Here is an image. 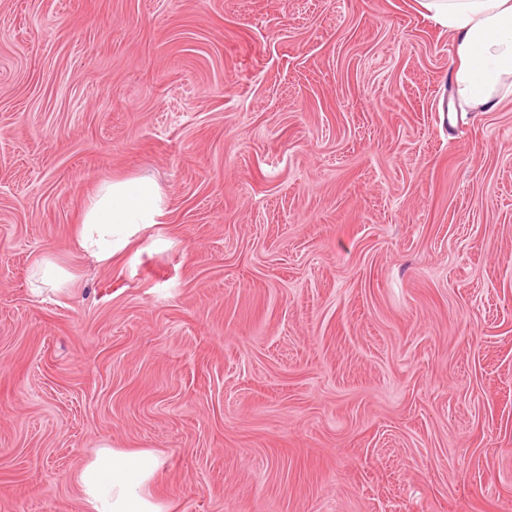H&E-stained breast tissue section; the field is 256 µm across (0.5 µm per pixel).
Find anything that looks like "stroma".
Wrapping results in <instances>:
<instances>
[{
	"mask_svg": "<svg viewBox=\"0 0 512 512\" xmlns=\"http://www.w3.org/2000/svg\"><path fill=\"white\" fill-rule=\"evenodd\" d=\"M451 59L422 0H0V512L104 444L170 512H512V97ZM163 217L164 196L152 176L105 181L86 203L74 244L96 264L109 265L132 238ZM36 281L43 284H51L56 289L65 282L73 279L75 276L71 272L59 266L55 261L50 258H41L36 261L34 271Z\"/></svg>",
	"mask_w": 512,
	"mask_h": 512,
	"instance_id": "35a3bbf8",
	"label": "stroma"
}]
</instances>
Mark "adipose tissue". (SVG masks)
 I'll list each match as a JSON object with an SVG mask.
<instances>
[{
  "instance_id": "adipose-tissue-1",
  "label": "adipose tissue",
  "mask_w": 512,
  "mask_h": 512,
  "mask_svg": "<svg viewBox=\"0 0 512 512\" xmlns=\"http://www.w3.org/2000/svg\"><path fill=\"white\" fill-rule=\"evenodd\" d=\"M423 6L453 36L455 102L496 109L512 95V0H424ZM163 216L164 196L152 176L106 181L86 203L75 245L108 265ZM161 464L150 450L100 446L77 475L87 512H166L150 491Z\"/></svg>"
}]
</instances>
